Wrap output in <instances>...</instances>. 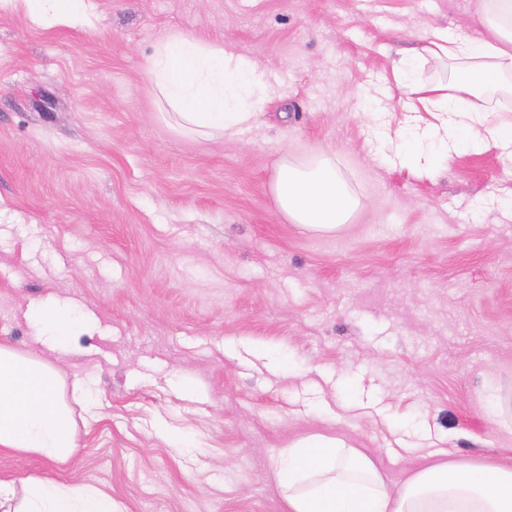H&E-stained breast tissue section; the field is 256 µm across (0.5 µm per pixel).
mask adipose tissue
Wrapping results in <instances>:
<instances>
[{"label": "adipose tissue", "instance_id": "1", "mask_svg": "<svg viewBox=\"0 0 512 512\" xmlns=\"http://www.w3.org/2000/svg\"><path fill=\"white\" fill-rule=\"evenodd\" d=\"M478 20L484 36L436 31L426 39V52L452 65L448 81H413L405 58L393 67L407 101L431 102L445 116L442 133L412 131L414 160H429L437 140L450 152L462 144L475 152L490 142L512 146V120L493 121L473 102L486 88L512 91V0H482ZM146 74L177 126L201 137L233 134L273 95L264 72L223 46L180 30L155 44ZM272 193L288 222L316 233L335 232L359 207L328 155L299 165L280 150ZM35 319L43 345L71 347L76 326L67 308L39 306ZM84 393L78 380L65 387L51 363L0 344V450L55 463L69 460L79 448V431L67 398ZM274 476L288 512H512V468L437 460L393 491L368 457L323 435L280 449ZM0 512L122 509L100 487L31 476L20 483L0 479Z\"/></svg>", "mask_w": 512, "mask_h": 512}]
</instances>
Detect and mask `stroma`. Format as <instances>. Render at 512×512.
Masks as SVG:
<instances>
[{"instance_id":"obj_1","label":"stroma","mask_w":512,"mask_h":512,"mask_svg":"<svg viewBox=\"0 0 512 512\" xmlns=\"http://www.w3.org/2000/svg\"><path fill=\"white\" fill-rule=\"evenodd\" d=\"M60 24L0 0V342L89 388L64 463L0 478L96 485L126 512H288L280 448L345 440L399 487L430 462L512 467V154L383 162L435 125L392 69L443 77L424 34H479L478 0H86ZM180 30L264 71L235 135L163 119L145 75ZM331 154L360 206L333 234L278 211L280 147ZM81 316L67 353L33 306Z\"/></svg>"}]
</instances>
